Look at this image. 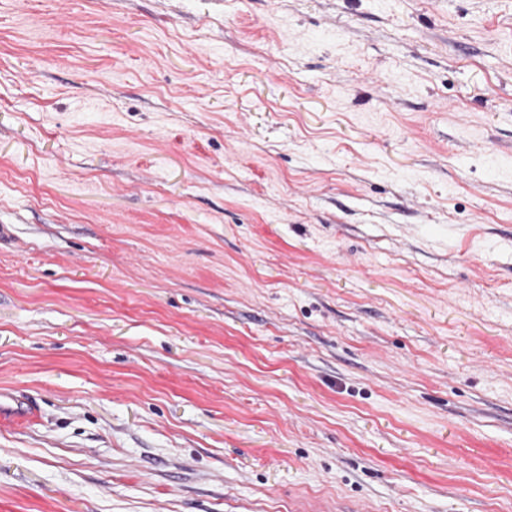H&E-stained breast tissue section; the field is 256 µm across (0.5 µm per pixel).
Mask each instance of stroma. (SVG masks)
Instances as JSON below:
<instances>
[{"label": "stroma", "instance_id": "1", "mask_svg": "<svg viewBox=\"0 0 512 512\" xmlns=\"http://www.w3.org/2000/svg\"><path fill=\"white\" fill-rule=\"evenodd\" d=\"M0 512H512V0H0ZM35 411V406L30 401H24L11 393H1L0 417L3 420L15 421L27 418Z\"/></svg>", "mask_w": 512, "mask_h": 512}]
</instances>
